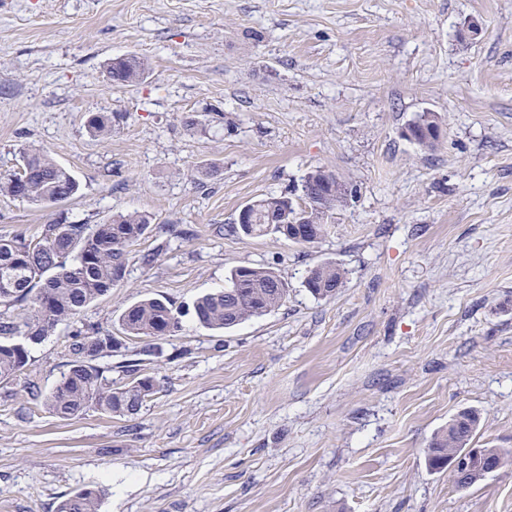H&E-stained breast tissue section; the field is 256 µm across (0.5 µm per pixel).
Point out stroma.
<instances>
[{
	"mask_svg": "<svg viewBox=\"0 0 512 512\" xmlns=\"http://www.w3.org/2000/svg\"><path fill=\"white\" fill-rule=\"evenodd\" d=\"M129 52L148 79L109 84ZM425 112L431 149L404 135ZM34 148L79 191L0 196V236L124 211L151 228L120 286L0 379V512L86 488L101 512H512V469L459 489L425 461L464 409L475 447L512 448V0H0V174ZM318 167L353 190L318 243L232 231ZM324 262L345 271L326 300L305 286ZM241 265L276 269L287 302L201 327L195 300ZM159 296L182 331L141 361L138 414L50 413L76 332L121 335ZM432 124H438V125H433L431 126ZM439 120H438V117L433 114V113H430V112H427V113H424L423 115L420 116V118L413 122L411 125H414L415 127H420L421 125L425 126V127H429V128H423V131L425 134H427L429 137H432V138H436V139H439L442 137V134H443V130H442V127L441 125H439ZM414 126H411V127H408L407 130H406V136H408L409 138L415 140L417 139V135L420 134L419 131H421V135H423V132H422V129L419 128L418 130L419 131H415L416 128ZM434 140V141H420V142H416L418 143L419 145L423 146V147H426V148H433L436 144V142L438 140Z\"/></svg>",
	"mask_w": 512,
	"mask_h": 512,
	"instance_id": "obj_1",
	"label": "stroma"
}]
</instances>
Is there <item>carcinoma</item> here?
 Wrapping results in <instances>:
<instances>
[{
  "instance_id": "cac0c4a2",
  "label": "carcinoma",
  "mask_w": 512,
  "mask_h": 512,
  "mask_svg": "<svg viewBox=\"0 0 512 512\" xmlns=\"http://www.w3.org/2000/svg\"><path fill=\"white\" fill-rule=\"evenodd\" d=\"M112 84L136 85L150 74L147 57L117 56L109 63ZM299 206L286 194H270L253 202L251 235L278 233L301 245L314 244L327 233L331 211L345 205L352 191L330 172L316 168L306 176ZM78 191L69 169L57 164L45 151L24 153L22 171L0 175V195L37 205L63 203ZM312 233L299 240L291 232L295 223ZM151 219L139 212H117L105 224L54 222L45 225L39 238L19 235L0 238V277L9 275L12 285L0 284V306H22L28 315L20 321L0 320V379L23 372L29 364V348L67 325L99 297L116 287L124 276L128 248L150 230ZM345 271L334 262L310 270L306 288L316 299L335 296L343 287ZM288 298V283L271 267L239 266L227 276L224 287L209 291L194 303V316L203 327L229 330L281 307ZM126 338L139 339V354L148 358L164 355V337L182 330V312L165 299H142L126 307L121 316ZM18 336L22 341L15 342ZM123 343L112 333L95 332L73 343L75 359L58 384L45 397L44 406L59 418L73 419L91 405L117 416L136 414L154 392V380L139 374L138 362L122 365L126 381L117 384L108 377L112 366L98 360L112 357ZM480 426L472 409L458 412L448 428L434 437L426 457L431 470L441 469L460 449L468 447ZM485 455L499 469L512 468V448H487ZM99 494L79 490L59 505L58 512H99Z\"/></svg>"
}]
</instances>
